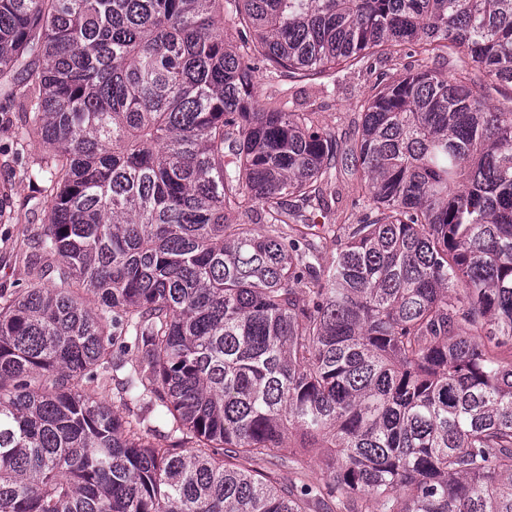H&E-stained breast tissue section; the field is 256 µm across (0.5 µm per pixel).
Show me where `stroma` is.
Wrapping results in <instances>:
<instances>
[{
    "label": "stroma",
    "instance_id": "stroma-1",
    "mask_svg": "<svg viewBox=\"0 0 512 512\" xmlns=\"http://www.w3.org/2000/svg\"><path fill=\"white\" fill-rule=\"evenodd\" d=\"M419 54L402 49L372 64H356L339 70L334 77L302 78L277 81L261 70L252 80L264 106L287 100L295 107L313 111L319 127L335 133L339 148H346L357 136L362 106L376 83L402 79L416 70ZM22 115L17 107L0 93V186L8 190V201L15 220L0 224V295L11 296L31 282L25 258L34 254L37 237L44 230L45 212L41 204L45 184L29 178L28 170L38 168L45 151L37 140L21 143L17 131ZM335 197L329 198L330 220L345 228L358 223L364 210L358 207L359 181L343 175L337 180Z\"/></svg>",
    "mask_w": 512,
    "mask_h": 512
}]
</instances>
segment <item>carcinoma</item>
<instances>
[{
  "label": "carcinoma",
  "instance_id": "carcinoma-1",
  "mask_svg": "<svg viewBox=\"0 0 512 512\" xmlns=\"http://www.w3.org/2000/svg\"><path fill=\"white\" fill-rule=\"evenodd\" d=\"M405 45L512 87V0H0L49 174V263L0 301V512H512V106L377 83L341 236L336 136L250 80ZM292 432L323 485L257 468L301 474ZM333 187L336 188V198L334 196L327 197L331 209L330 221L335 224V228H343L339 232L343 235L344 228L350 224H357L365 213L361 206L354 205L359 195V180L354 176L343 175ZM301 443V439L296 434L290 435L288 438V446L296 449L298 458L302 463L305 482L311 485L320 484L327 475L320 451L300 448Z\"/></svg>",
  "mask_w": 512,
  "mask_h": 512
}]
</instances>
